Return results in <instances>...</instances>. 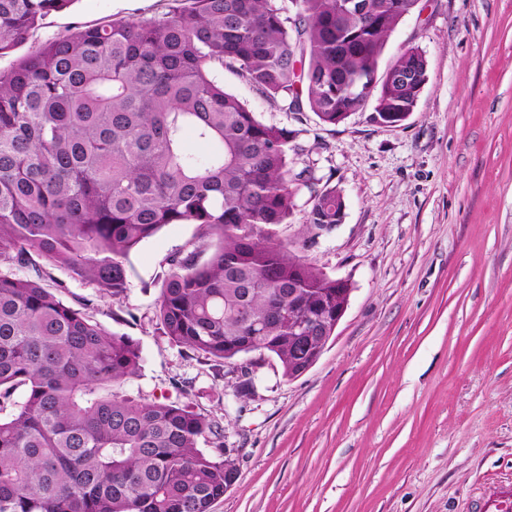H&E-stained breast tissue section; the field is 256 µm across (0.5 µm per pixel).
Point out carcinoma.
<instances>
[{
	"label": "carcinoma",
	"mask_w": 512,
	"mask_h": 512,
	"mask_svg": "<svg viewBox=\"0 0 512 512\" xmlns=\"http://www.w3.org/2000/svg\"><path fill=\"white\" fill-rule=\"evenodd\" d=\"M69 2L0 0V55ZM417 2L364 0L354 14L341 0H191L79 29L0 72V512H211L224 497L238 468L222 427L189 403L121 390L140 371L138 343L66 304L36 258L119 301L131 252L195 224L212 251L172 259L156 302L163 334L218 363L271 353L293 375L291 326L268 317L290 287L307 309H336V279L301 253L343 199L294 171V132L259 120L210 71L328 125L370 104L381 119L407 114L425 55L380 63ZM187 128L205 156L184 150ZM299 186L305 232L284 238Z\"/></svg>",
	"instance_id": "cac0c4a2"
}]
</instances>
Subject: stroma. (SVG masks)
I'll return each mask as SVG.
<instances>
[{"mask_svg": "<svg viewBox=\"0 0 512 512\" xmlns=\"http://www.w3.org/2000/svg\"><path fill=\"white\" fill-rule=\"evenodd\" d=\"M176 6L74 0L0 55V71L77 29ZM409 47L429 79L396 126L369 110L326 125L211 72L260 120L296 131L295 169L344 197L342 223L303 256L347 281L350 302L301 376L269 357L244 394V358L216 366L163 335L155 303L196 225L142 242L118 302L46 269L65 303L139 343L128 391L220 423L239 476L211 512H479L512 486V0H418L383 57Z\"/></svg>", "mask_w": 512, "mask_h": 512, "instance_id": "35a3bbf8", "label": "stroma"}]
</instances>
